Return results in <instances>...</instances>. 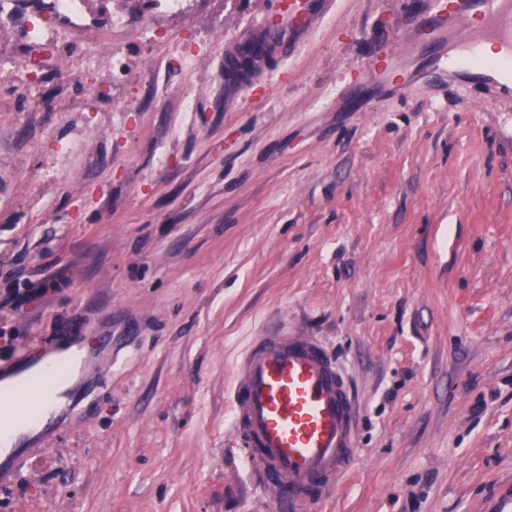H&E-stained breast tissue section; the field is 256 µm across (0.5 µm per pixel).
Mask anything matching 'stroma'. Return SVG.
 <instances>
[{
    "mask_svg": "<svg viewBox=\"0 0 512 512\" xmlns=\"http://www.w3.org/2000/svg\"><path fill=\"white\" fill-rule=\"evenodd\" d=\"M271 3L85 0L118 69L0 78V297L48 287L0 310V369L112 340L0 512H487L512 489V96L425 54L408 89L355 87L402 0H338L239 96L224 42ZM274 325L333 351L360 407L352 466L303 507L233 442L236 366ZM47 289L48 288L41 283H27L22 291H17L15 294L0 301V307L9 306L15 310L20 309L24 305L33 303L42 298L47 293Z\"/></svg>",
    "mask_w": 512,
    "mask_h": 512,
    "instance_id": "stroma-1",
    "label": "stroma"
}]
</instances>
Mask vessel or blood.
Masks as SVG:
<instances>
[{
    "mask_svg": "<svg viewBox=\"0 0 512 512\" xmlns=\"http://www.w3.org/2000/svg\"><path fill=\"white\" fill-rule=\"evenodd\" d=\"M333 4L280 0L274 17L225 40L224 65L239 95L266 83L270 62L292 56ZM398 28L401 37L375 57L363 82H383L426 43L441 49L431 59L435 73L512 92V0H443L440 10L412 14ZM480 28L495 43L494 53L476 38ZM90 356L86 341L72 340L66 350L45 347L39 357L19 359L11 387L0 386V435L8 448L0 454V481L17 477L38 452L41 434L76 412L80 389L67 381ZM230 400L245 457L273 493L308 504L335 490L354 459L358 410L342 370L315 338L277 331L263 336L238 366Z\"/></svg>",
    "mask_w": 512,
    "mask_h": 512,
    "instance_id": "1",
    "label": "vessel or blood"
}]
</instances>
